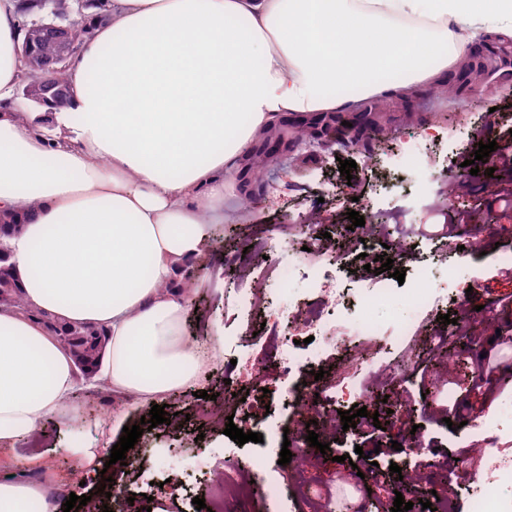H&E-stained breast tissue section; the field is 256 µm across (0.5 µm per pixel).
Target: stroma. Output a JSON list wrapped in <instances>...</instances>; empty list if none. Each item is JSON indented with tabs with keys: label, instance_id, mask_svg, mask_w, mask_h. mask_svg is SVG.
I'll list each match as a JSON object with an SVG mask.
<instances>
[{
	"label": "stroma",
	"instance_id": "1",
	"mask_svg": "<svg viewBox=\"0 0 512 512\" xmlns=\"http://www.w3.org/2000/svg\"><path fill=\"white\" fill-rule=\"evenodd\" d=\"M470 46L486 54L504 52L502 67L508 77L487 79L474 73L461 81L458 67H450L451 80L443 90L424 86L412 97L387 98L377 128L358 132L348 126L344 145L337 143L335 130L315 127L311 116L289 114L288 125L306 128V143L286 147L281 163L266 166L263 173L242 166L236 177L237 191L240 199H251V206L238 207L209 248L191 262L206 279L193 283L189 291L185 335L192 341L220 343L219 364L189 388L168 395L166 412L187 416L185 429L173 433L160 424L143 431L136 443L138 453L118 483L116 497L103 499L98 483L81 484L80 458L73 452L77 446L97 449L96 463L101 466L109 461L112 448L110 420L115 398L87 371L79 373L71 396L72 404L82 412L81 420H44L37 439L0 448V483L22 478L14 458L42 460L51 466L53 503L59 510L70 495L87 493L92 500H106L110 512H196L194 498L210 496L206 478L192 477L180 487L159 486L146 483L142 471L159 478L172 470L193 469L196 460L204 459L212 469L223 472L226 482L240 480L241 468L226 462L229 448H236L244 459L260 446L254 442L235 446L220 425L199 427L195 415L206 406L207 395L225 397L230 381L249 389L247 410L234 416V424L280 436L295 421L288 406L289 388L308 387L333 395L347 351L339 347L325 352L320 360L326 369L322 379H315L307 367L286 373L269 358L266 337L291 333L302 341L306 353L320 347V340L311 339L308 328L282 320L281 298L261 308L246 307V287L236 280L225 258L232 255L244 260L253 278L261 280L269 263L247 249L257 227L292 223L293 230L283 239L276 257L283 267L302 257L316 264L315 252H304L303 247L310 238L330 234L339 259L328 267V274L356 299L375 286L389 289L391 300L376 306L374 317L382 322L406 319L409 311L397 300L405 286L388 273L365 270L355 257L352 222L347 217L353 210L365 222L389 225L391 238L409 237L411 246L399 271L411 277L425 268L436 281L450 282L452 293L459 298L454 311L484 323V340L473 344L461 325L428 316L422 337L410 348L392 346L384 351L381 362L392 371L391 385L376 384L370 374L357 381L371 397L368 413L379 416L381 427L372 440L362 441L353 428L331 435L322 425H314L327 452L309 448L310 461L300 472L270 463L266 477L282 484L302 482L330 499L335 498L339 485L350 486L353 492L348 499L362 506L363 512H391L399 495L412 502V512H436L422 506L435 496L454 497L456 512H472L484 462L473 452L481 438L470 423L497 415L505 399L512 396V348L499 334L500 329L512 328V280L507 277L512 268L504 262L512 255V207L490 206L489 193L498 188V177L472 175L465 163L474 159L480 144L497 139L501 128L512 125V54H506V42L488 31L477 33ZM407 141L419 143L422 166L414 173L394 172L392 156ZM343 159L357 164L351 177L341 176L338 170ZM452 180L461 185L454 194L448 191ZM448 211L468 216L481 238L480 252L459 258L457 247L449 245L439 227L442 213ZM433 337L440 344L436 352L429 344ZM244 352L251 362L265 367L261 391H252V381L238 361ZM485 352L498 364L489 383L480 378ZM397 442L402 445L398 451L393 448ZM359 447L375 453L382 472L379 483L369 490L347 460ZM393 463L407 471V478L390 471Z\"/></svg>",
	"mask_w": 512,
	"mask_h": 512
}]
</instances>
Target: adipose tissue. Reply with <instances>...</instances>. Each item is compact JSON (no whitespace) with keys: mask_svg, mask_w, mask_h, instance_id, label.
Returning a JSON list of instances; mask_svg holds the SVG:
<instances>
[{"mask_svg":"<svg viewBox=\"0 0 512 512\" xmlns=\"http://www.w3.org/2000/svg\"><path fill=\"white\" fill-rule=\"evenodd\" d=\"M83 24L66 99L29 112L18 0H0V220L23 226L9 241L23 306L0 309L2 447L81 417L53 325L104 335L94 378L130 404L194 382L206 355L176 283L223 224L249 146L288 113L358 109L343 86L368 99L438 83L467 33L512 38V0H111ZM50 491L0 483V512H54Z\"/></svg>","mask_w":512,"mask_h":512,"instance_id":"obj_1","label":"adipose tissue"}]
</instances>
